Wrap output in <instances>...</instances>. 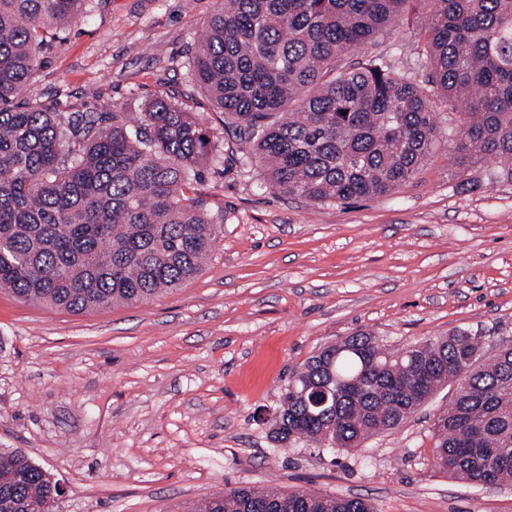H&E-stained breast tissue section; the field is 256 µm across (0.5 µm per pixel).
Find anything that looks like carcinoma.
<instances>
[{
	"mask_svg": "<svg viewBox=\"0 0 512 512\" xmlns=\"http://www.w3.org/2000/svg\"><path fill=\"white\" fill-rule=\"evenodd\" d=\"M418 1L427 80L378 56L342 64ZM87 0H0V288L73 313L150 300L195 276L217 237L185 196L215 150L186 104L162 93L121 113L52 112L32 78L47 40ZM194 86L224 113L265 184L315 203L390 193L428 159L433 99L463 115L457 161L512 177V0H222L188 58ZM465 329L399 354L358 332L288 379L273 428L354 451L457 383L433 424V464L475 484L512 482V348L480 363ZM57 483L19 450L0 452V512H53ZM191 512H375L365 500L232 487Z\"/></svg>",
	"mask_w": 512,
	"mask_h": 512,
	"instance_id": "1",
	"label": "carcinoma"
}]
</instances>
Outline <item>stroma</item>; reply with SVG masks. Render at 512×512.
<instances>
[{
	"label": "stroma",
	"instance_id": "35a3bbf8",
	"mask_svg": "<svg viewBox=\"0 0 512 512\" xmlns=\"http://www.w3.org/2000/svg\"><path fill=\"white\" fill-rule=\"evenodd\" d=\"M219 0H89L43 48L33 78L55 112H122L169 90L216 147L190 198L223 217L200 273L149 301L70 313L0 289V449L63 487L54 512H190L230 487L359 497L377 512H512V485L432 465L445 385L399 428L343 452L281 451L268 419L290 373L367 332L397 350L456 329L484 357L512 347V180L457 164L461 116L416 175L384 196L313 203L261 187L185 63ZM415 5L348 62L381 55L424 80Z\"/></svg>",
	"mask_w": 512,
	"mask_h": 512
}]
</instances>
